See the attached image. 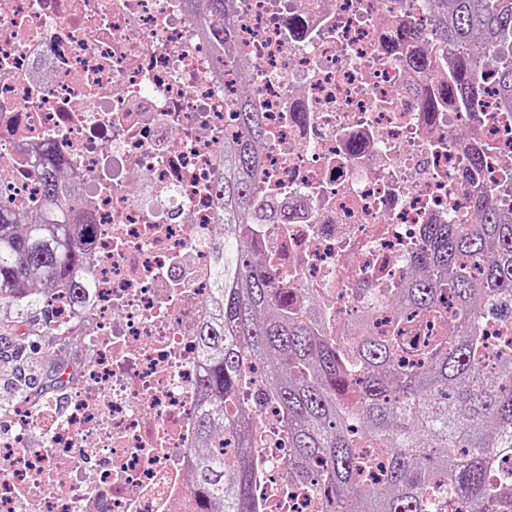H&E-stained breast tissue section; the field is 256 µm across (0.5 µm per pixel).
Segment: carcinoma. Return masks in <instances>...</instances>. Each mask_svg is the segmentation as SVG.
<instances>
[{"instance_id":"obj_1","label":"carcinoma","mask_w":512,"mask_h":512,"mask_svg":"<svg viewBox=\"0 0 512 512\" xmlns=\"http://www.w3.org/2000/svg\"><path fill=\"white\" fill-rule=\"evenodd\" d=\"M422 36L411 22L393 40ZM429 36L451 60L424 111L445 104L480 121L490 65L500 96L512 99V0H435ZM227 109L236 134L224 143L212 205L228 236L214 246L215 316L198 332L206 370L197 386L209 410L198 419L205 452L193 489L204 512H261L264 440L253 427L268 408L283 423L288 474L316 478L324 512H512V470L500 467L512 457V354L491 355L485 334L491 320L512 324V210L492 191L473 199L475 222L426 225L408 279L384 292L387 332L376 334L363 310L329 336L323 302L290 304L251 251L263 117L244 95ZM493 156L491 147L470 154L466 171ZM39 180V220L0 200V307L26 320L50 288L80 298L95 266L94 227L68 222L58 170L43 168Z\"/></svg>"}]
</instances>
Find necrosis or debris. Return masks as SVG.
Returning a JSON list of instances; mask_svg holds the SVG:
<instances>
[{
    "instance_id": "necrosis-or-debris-1",
    "label": "necrosis or debris",
    "mask_w": 512,
    "mask_h": 512,
    "mask_svg": "<svg viewBox=\"0 0 512 512\" xmlns=\"http://www.w3.org/2000/svg\"><path fill=\"white\" fill-rule=\"evenodd\" d=\"M214 41L203 0H0V196L40 203L39 149L61 162L95 270L81 304L49 297V325L81 346L64 398H0V512H202L189 472L203 408L197 331L214 279L212 184L224 101L238 84L266 115L258 184L285 223L254 225L258 255L298 297L328 301V329L399 283L428 224L470 221L472 196L512 168V108L491 97L472 139L461 112H425L431 76L394 46L433 0H228ZM496 162L460 173L472 148ZM258 449L260 496L323 512L291 482L279 421Z\"/></svg>"
}]
</instances>
